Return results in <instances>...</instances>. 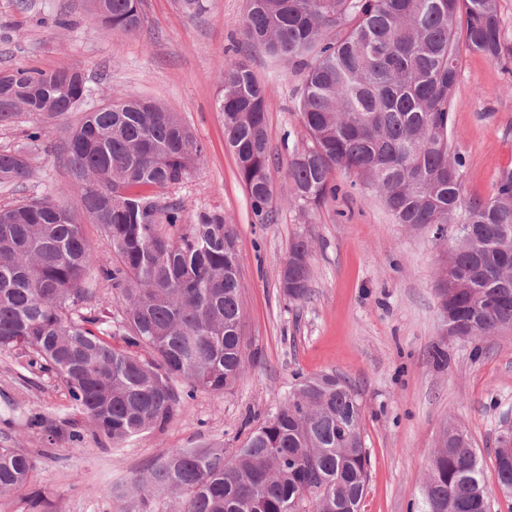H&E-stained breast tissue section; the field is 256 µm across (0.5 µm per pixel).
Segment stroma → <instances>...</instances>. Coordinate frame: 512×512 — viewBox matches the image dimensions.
<instances>
[{"mask_svg": "<svg viewBox=\"0 0 512 512\" xmlns=\"http://www.w3.org/2000/svg\"><path fill=\"white\" fill-rule=\"evenodd\" d=\"M141 0L143 22L132 33L92 23L91 0H0V69H81L89 89L82 111L46 122L32 176L0 184V206L51 197L70 207L86 238L101 247V228L83 212L63 155L69 129L83 111L127 95L178 112L204 154L183 183L162 190L186 216L223 211L241 255L246 369L223 393L197 392L166 428L116 446L90 435L54 375L27 368L16 351L0 352V448H19L37 461L24 493L0 497V512H28L39 496L52 512H131L111 495L132 474L173 448L243 445L284 403L299 377L322 372L349 382L362 401V435L370 478L361 512H419L420 489L442 425L455 418L468 430L492 493V512H512L498 489L497 440L512 429V331L480 342L445 335L436 293L445 246L432 232L396 224L380 198L336 177L339 190L303 215L289 202L291 161L306 140L296 100L304 74L293 64L246 49L239 22L247 0ZM62 26H55V19ZM246 61L267 95L274 220L260 224L216 110L219 72ZM448 137L465 160L468 196H488L512 168V64L462 52ZM309 240L311 291L286 297L279 268L292 243ZM448 353L437 365L434 345ZM85 429L72 442V428Z\"/></svg>", "mask_w": 512, "mask_h": 512, "instance_id": "stroma-1", "label": "stroma"}]
</instances>
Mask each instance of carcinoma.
<instances>
[{
  "mask_svg": "<svg viewBox=\"0 0 512 512\" xmlns=\"http://www.w3.org/2000/svg\"><path fill=\"white\" fill-rule=\"evenodd\" d=\"M98 1L102 27L141 25L140 0ZM240 30L249 47L305 70L298 108L308 138L291 162L300 209L336 197V174L355 178L396 223L448 242L438 295L455 336L512 327V170L487 197L467 199L465 162L448 139L460 51L505 59L499 0H248ZM86 96L74 68L1 69L0 125L23 113L35 119L27 139L36 150L41 121L75 111ZM216 105L254 215L267 224V103L247 64L224 63ZM64 152L105 247L93 248L56 200L0 207V350L20 349L29 367L54 374L97 434L120 444L164 428L196 391L221 393L245 371L241 255L223 212L200 211L187 224L181 206L147 193L180 184L203 153L178 113L122 98L87 113ZM31 173L27 152L0 151V184ZM165 224L182 233L166 236ZM92 270L125 302L120 345L87 307ZM310 280V246L299 238L280 287L302 301ZM361 414L358 394L336 375L304 378L241 447L173 448L123 494L138 498V512L157 491L177 498L180 512H342L369 482ZM34 469L30 454L0 448V497L23 489ZM495 471L512 494L509 431L498 438ZM421 512H491L476 448L453 420L431 457Z\"/></svg>",
  "mask_w": 512,
  "mask_h": 512,
  "instance_id": "1",
  "label": "carcinoma"
}]
</instances>
